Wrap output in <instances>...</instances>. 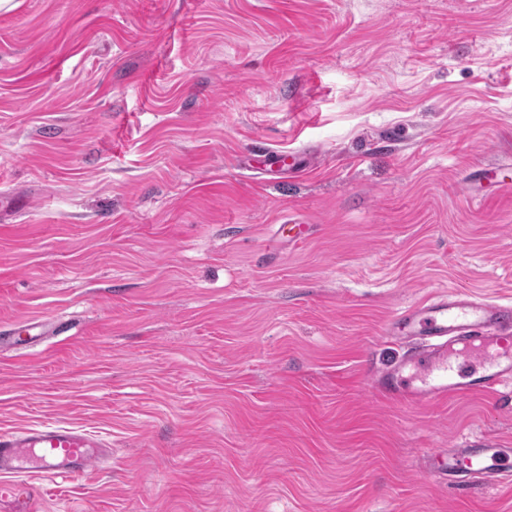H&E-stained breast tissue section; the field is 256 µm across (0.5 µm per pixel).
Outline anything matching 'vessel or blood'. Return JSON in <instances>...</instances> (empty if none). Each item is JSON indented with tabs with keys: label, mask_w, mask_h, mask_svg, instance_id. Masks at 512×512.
Here are the masks:
<instances>
[{
	"label": "vessel or blood",
	"mask_w": 512,
	"mask_h": 512,
	"mask_svg": "<svg viewBox=\"0 0 512 512\" xmlns=\"http://www.w3.org/2000/svg\"><path fill=\"white\" fill-rule=\"evenodd\" d=\"M53 326L31 321L14 341L26 345ZM381 336L410 345V352L383 370L371 383L400 404L450 402L470 395L492 396L512 383V303H494L457 290L439 293L425 303L398 310ZM104 440L83 430L48 424L0 433V474L33 469L51 477L84 476ZM434 480L448 484H511L512 448L468 442L448 451L446 465Z\"/></svg>",
	"instance_id": "obj_1"
}]
</instances>
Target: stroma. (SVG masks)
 I'll list each match as a JSON object with an SVG mask.
<instances>
[{"mask_svg": "<svg viewBox=\"0 0 512 512\" xmlns=\"http://www.w3.org/2000/svg\"><path fill=\"white\" fill-rule=\"evenodd\" d=\"M307 170L269 169L254 142ZM512 0H15L0 10V432L109 446L0 512H512L429 467L512 448V385L401 405L379 332L512 301ZM302 224L298 241L277 234ZM47 327L53 328L52 331H56L59 335L66 333V327L61 322H56L52 325H46L42 322L37 321H31L28 322L25 326L22 327V329L18 330V336H10L12 333H16L14 330H6L4 331L7 336H4V333L2 330L0 332L3 333L2 339L10 338V340L13 343L19 344V345H26L29 343H32L35 341V339L38 336H44L50 329H47ZM24 334L25 336H21V334Z\"/></svg>", "mask_w": 512, "mask_h": 512, "instance_id": "obj_1", "label": "stroma"}]
</instances>
